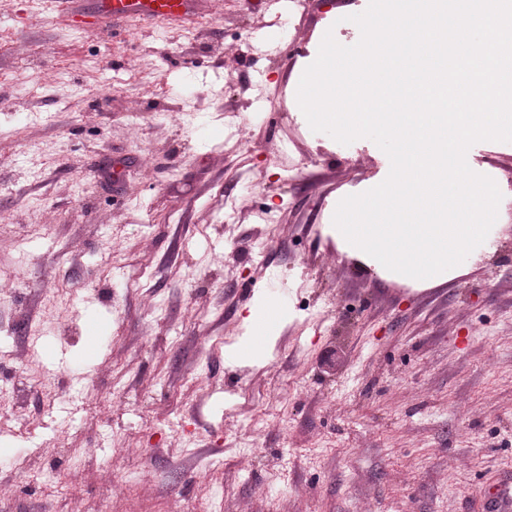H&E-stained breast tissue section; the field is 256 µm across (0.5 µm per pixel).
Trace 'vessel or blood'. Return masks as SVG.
Instances as JSON below:
<instances>
[{
    "instance_id": "1",
    "label": "vessel or blood",
    "mask_w": 512,
    "mask_h": 512,
    "mask_svg": "<svg viewBox=\"0 0 512 512\" xmlns=\"http://www.w3.org/2000/svg\"><path fill=\"white\" fill-rule=\"evenodd\" d=\"M210 0H97L93 35L112 30L115 21L134 19L144 23L165 20L186 22L209 11Z\"/></svg>"
}]
</instances>
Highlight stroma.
<instances>
[{"instance_id":"35a3bbf8","label":"stroma","mask_w":512,"mask_h":512,"mask_svg":"<svg viewBox=\"0 0 512 512\" xmlns=\"http://www.w3.org/2000/svg\"><path fill=\"white\" fill-rule=\"evenodd\" d=\"M368 3L214 0L103 39L0 0V512H484L512 478V204L425 289L327 230L390 161L289 91ZM271 288L280 336L229 360Z\"/></svg>"}]
</instances>
